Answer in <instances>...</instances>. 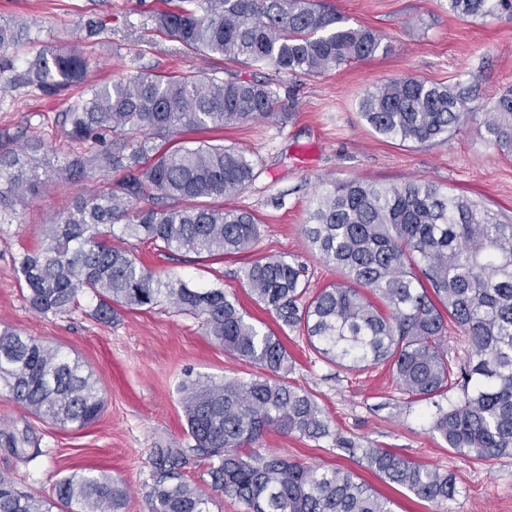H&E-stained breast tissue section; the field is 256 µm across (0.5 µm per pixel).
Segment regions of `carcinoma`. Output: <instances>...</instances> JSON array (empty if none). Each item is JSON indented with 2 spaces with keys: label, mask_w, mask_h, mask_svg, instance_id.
<instances>
[{
  "label": "carcinoma",
  "mask_w": 512,
  "mask_h": 512,
  "mask_svg": "<svg viewBox=\"0 0 512 512\" xmlns=\"http://www.w3.org/2000/svg\"><path fill=\"white\" fill-rule=\"evenodd\" d=\"M448 14L512 17V0H448ZM157 25L191 52L269 64L291 75H320L386 51L379 34L344 25L319 0H177L158 13ZM22 36L23 29L0 23V52ZM84 79L74 47L40 54L23 76L53 92ZM474 99L460 82L404 76L367 91L359 108L382 137L425 145L447 139L476 115L469 106ZM276 106L268 84L233 74L147 73L92 89L66 120L72 140L99 149L57 167L56 179L72 183L89 167L124 175L105 193L76 198L48 225L41 248L21 256L16 273L39 314H66L85 292L105 322L118 306L150 309L166 301L201 320L204 335L224 351L263 370L248 381L200 376L180 385L191 450L206 465L211 489L237 500L244 512H392L388 498L349 470L251 449L270 429L315 442L330 436L314 395L287 380L292 357L281 338L247 320L224 289L164 283L131 251L112 246L120 234L207 258L250 252L260 235L256 217L199 200L240 194L255 177V161L233 146L167 142L182 130L267 120L278 115ZM484 125L500 154L511 157L512 89L486 109ZM131 134L143 138L132 142ZM33 165H39L34 157L0 153L6 182L0 204L38 191L24 173ZM146 197L153 205L138 206ZM305 232L343 280L308 298L303 266L281 256L249 263L244 276L251 292L279 328L304 333L314 351L349 369L389 362L399 391L432 403L431 430L456 452L512 456V224L432 181L387 187L353 179L317 198ZM450 325L469 343L463 360L448 357ZM455 387L462 396L440 404ZM0 388L61 428L87 427L105 406L97 379L78 359L9 328L0 330ZM362 460L435 512H449L457 494L452 474L386 448L365 449ZM186 463L183 448L154 449L152 512H210L212 497L185 480ZM125 503V487L104 473L63 478L54 502L24 495L0 475V512H52L58 504L68 512H121Z\"/></svg>",
  "instance_id": "1"
}]
</instances>
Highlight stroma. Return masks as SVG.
<instances>
[{"mask_svg":"<svg viewBox=\"0 0 512 512\" xmlns=\"http://www.w3.org/2000/svg\"><path fill=\"white\" fill-rule=\"evenodd\" d=\"M352 26L380 33L386 54L315 77L289 76L269 65L227 66L217 58L184 50L157 28L164 0H0V22L25 27L17 50L8 52L15 82L0 91V152L27 147L59 166L90 146L73 141L65 116L88 86L140 73L234 71L268 83L285 119L247 122L205 132L207 140L238 147L256 162L254 181L225 207L252 212L261 235L249 257L201 258L169 252L127 237L113 246L131 250L157 276H176L200 288L233 293L254 322L278 324L251 295L244 277L248 259L282 256L304 266L310 292L339 281L304 233L308 211L328 182L363 178L384 186L430 180L451 195L477 201L500 221H512V157L492 145L482 118L467 120L446 140L425 146L388 141L364 121V93L406 74L431 83L456 81L472 87L477 104L512 88V17L457 19L447 0H326ZM78 46L88 61L84 86L58 95L23 83L29 62L48 47ZM50 167L38 168L39 189L13 200L0 213V329L12 328L61 347L89 366L103 391L105 408L96 423L62 429L31 415L0 390V473L24 492L54 499L59 480L86 470L123 480V512H151L153 455L157 448H186L190 440L178 385L186 377L250 379L255 366L224 352L203 335L192 315L163 304L118 309L111 321L95 318L96 300L84 294L64 315H41L24 298L15 275L18 259L43 242L47 226L85 190L104 192L121 171H92L62 185ZM293 358L288 376L311 392L331 435L314 442L276 430L259 440L261 450L288 460L357 473L388 497L393 512H431L429 503L365 469L360 456L336 446L387 448L397 455L452 472L458 493L452 512H512V456L477 460L456 453L430 429L433 406L396 389L389 364L349 370L315 353L296 332L282 337ZM27 439L34 460L14 453L10 436Z\"/></svg>","mask_w":512,"mask_h":512,"instance_id":"35a3bbf8","label":"stroma"}]
</instances>
